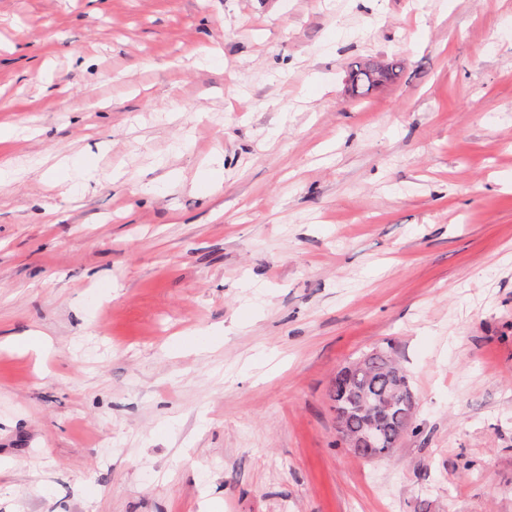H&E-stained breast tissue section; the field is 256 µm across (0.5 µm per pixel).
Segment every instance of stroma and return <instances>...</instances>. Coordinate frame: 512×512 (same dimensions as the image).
Returning <instances> with one entry per match:
<instances>
[{"label":"stroma","instance_id":"1","mask_svg":"<svg viewBox=\"0 0 512 512\" xmlns=\"http://www.w3.org/2000/svg\"><path fill=\"white\" fill-rule=\"evenodd\" d=\"M0 122V512H512V0H0ZM391 349L389 345L386 348H373L349 364L352 365L349 380L340 379L344 371H349V365L336 374L330 389V397L332 399L333 393L336 392L344 393V400L349 409L346 422L352 431H357L365 420L362 406L366 399L383 403L393 393H401L405 372L392 358Z\"/></svg>","mask_w":512,"mask_h":512}]
</instances>
